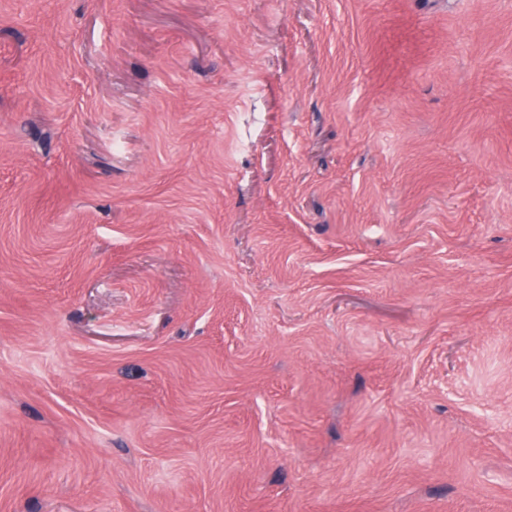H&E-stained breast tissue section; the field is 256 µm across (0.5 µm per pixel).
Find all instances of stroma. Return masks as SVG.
I'll list each match as a JSON object with an SVG mask.
<instances>
[{
	"label": "stroma",
	"instance_id": "35a3bbf8",
	"mask_svg": "<svg viewBox=\"0 0 512 512\" xmlns=\"http://www.w3.org/2000/svg\"><path fill=\"white\" fill-rule=\"evenodd\" d=\"M0 512H512V0H0Z\"/></svg>",
	"mask_w": 512,
	"mask_h": 512
}]
</instances>
